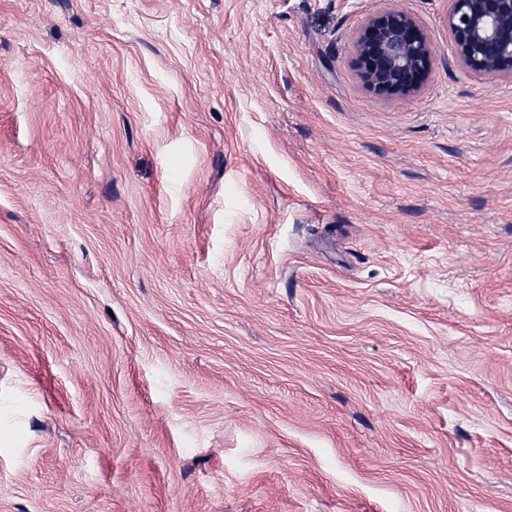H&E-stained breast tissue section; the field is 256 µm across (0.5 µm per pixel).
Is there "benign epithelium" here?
<instances>
[{
  "mask_svg": "<svg viewBox=\"0 0 512 512\" xmlns=\"http://www.w3.org/2000/svg\"><path fill=\"white\" fill-rule=\"evenodd\" d=\"M448 31L465 69L512 81V0H455ZM354 54L367 88L379 95L406 97L427 81L434 47L409 13L393 9L367 20Z\"/></svg>",
  "mask_w": 512,
  "mask_h": 512,
  "instance_id": "1",
  "label": "benign epithelium"
}]
</instances>
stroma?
<instances>
[{
	"label": "stroma",
	"instance_id": "obj_1",
	"mask_svg": "<svg viewBox=\"0 0 512 512\" xmlns=\"http://www.w3.org/2000/svg\"><path fill=\"white\" fill-rule=\"evenodd\" d=\"M453 8L0 0V512H512V82ZM360 77L379 95L406 97L427 81L434 47L407 12L388 10L370 17L354 44Z\"/></svg>",
	"mask_w": 512,
	"mask_h": 512
}]
</instances>
